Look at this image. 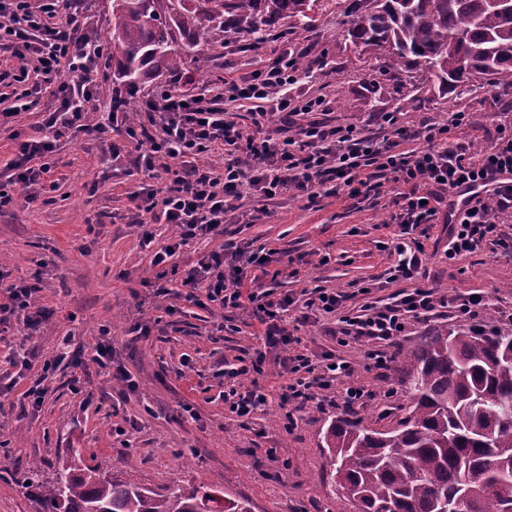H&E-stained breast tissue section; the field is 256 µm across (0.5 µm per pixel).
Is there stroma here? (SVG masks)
Listing matches in <instances>:
<instances>
[{"label":"stroma","instance_id":"stroma-1","mask_svg":"<svg viewBox=\"0 0 512 512\" xmlns=\"http://www.w3.org/2000/svg\"><path fill=\"white\" fill-rule=\"evenodd\" d=\"M292 44L297 53L325 62L315 84L326 94V118L370 128L375 113L398 112L416 128L469 112L470 125L454 136L477 147L489 143L500 124L512 123V95L496 86L478 85L460 97L426 85L411 93L397 90L362 62L332 15L320 17L314 31ZM40 120L39 113L23 112L11 129L0 130V185L15 198L0 209V271L7 280L37 285L52 311L32 339L23 340L12 326L0 344V374L12 380L0 392V512H41L23 482L33 460L47 481L59 469L86 464L158 495L175 482L197 480L221 498L247 500L251 512H358L328 482L322 442L330 421L345 409L344 382L295 411L293 420L273 403L241 422L224 405L228 384L217 362L253 355L263 328L219 331L223 311L187 300L179 279L231 243L248 253L272 251L266 269L248 265L244 272L260 277L275 296L301 304L305 291L337 289L355 313L386 302L411 287L382 278L391 262L384 245L398 230L387 201L341 195L311 205L288 194L248 201L222 234L193 239L176 252L168 264V292L157 297L149 286L152 260L173 229L139 221L134 196L150 178L135 163L134 144L69 131L46 158L48 189L28 204L10 184L6 165L21 141L35 137ZM429 234L421 283L442 295H486L489 306L476 317V327L489 331L511 322L512 258L486 247L452 260L447 225H432ZM138 322L149 326V337L132 333ZM339 329L336 317L323 315L299 325L296 334L309 352L332 351L355 364L370 392L367 410L387 408L394 418L404 417L406 386L396 363L370 367L374 342L349 336L337 343ZM104 333L136 390L75 367L81 347ZM55 357L61 363L45 382L44 401L33 406L25 392L43 362ZM126 421L131 429L117 434Z\"/></svg>","mask_w":512,"mask_h":512}]
</instances>
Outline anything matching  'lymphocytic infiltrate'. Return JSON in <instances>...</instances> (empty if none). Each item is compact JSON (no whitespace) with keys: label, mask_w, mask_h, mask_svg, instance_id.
<instances>
[{"label":"lymphocytic infiltrate","mask_w":512,"mask_h":512,"mask_svg":"<svg viewBox=\"0 0 512 512\" xmlns=\"http://www.w3.org/2000/svg\"><path fill=\"white\" fill-rule=\"evenodd\" d=\"M73 2L0 0V47L19 59L13 79L25 87L13 106L0 110V127L18 113L36 111L39 93H48L57 104L42 121L43 136L21 142L9 163L10 181L26 191L28 201L37 200L50 171L45 164L31 167L30 158L53 153L67 131L76 128L101 139L115 132L134 142L139 162L154 180L135 194L137 208L176 228L154 255L155 278L161 281L176 249L219 232L252 196L272 200L289 193L312 203L324 196L354 198L385 190L393 196L396 211L391 221L402 235L393 245L396 261L385 276L390 282L412 281V289L384 304L367 305L364 313L353 316L343 312L344 292L321 289L305 301L299 322L309 321L314 312L334 314L341 335L391 342L409 321L432 316L436 309L449 308L455 317L470 320L486 307L479 293L450 299L416 284L425 246L404 243L403 238L444 214L449 257L488 245L512 257V233L506 229L512 222V125L499 127L496 138L475 150L453 137L455 129L469 123L466 112L415 130L401 123L398 113L383 112L375 117L384 131L380 137L351 123L322 119L325 97L298 91L307 75L298 68L297 54L283 32L267 45L247 47L226 39L225 55L250 52L261 62L248 76H225L223 92L211 96L165 85L143 97L144 121L133 123L111 111L103 121L90 124L86 116L96 99L90 75L104 48L81 34ZM242 109L251 115L250 127L238 120ZM409 139L419 140V147L403 150ZM216 153L223 155V167L213 165ZM478 183L484 193L472 196L465 211L449 213V197ZM240 257L237 251H213L180 280L187 298L218 305L225 321L244 313L263 326L264 350L247 363L231 365L229 377L263 375L266 349L279 348L284 352L281 364L291 375L279 395L280 406L304 404L315 391L327 390L340 379L347 382V405L368 397L365 386L354 382L350 361L331 353L316 362L301 351V339L283 317L292 298L272 296L256 282L246 281ZM49 316L34 285L0 279V326L16 321L34 332Z\"/></svg>","instance_id":"f902f5d3"}]
</instances>
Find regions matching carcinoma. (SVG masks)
Wrapping results in <instances>:
<instances>
[{
    "label": "carcinoma",
    "mask_w": 512,
    "mask_h": 512,
    "mask_svg": "<svg viewBox=\"0 0 512 512\" xmlns=\"http://www.w3.org/2000/svg\"><path fill=\"white\" fill-rule=\"evenodd\" d=\"M326 12L380 76L398 88L422 84L464 92L512 88V0H112L113 80H145L208 61L216 31L242 43L291 19L298 32ZM512 325L490 334L458 327L421 337L399 357L409 413L380 429L347 409L324 434L333 483L361 512H504L512 500ZM28 467L25 482L43 512H250L221 505L203 483L163 496L95 467H64L49 482Z\"/></svg>",
    "instance_id": "1"
}]
</instances>
